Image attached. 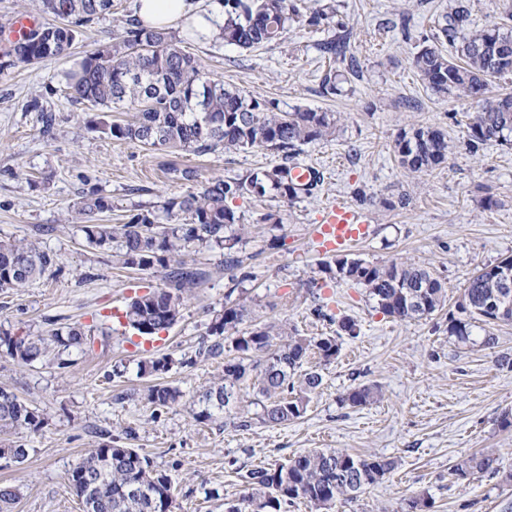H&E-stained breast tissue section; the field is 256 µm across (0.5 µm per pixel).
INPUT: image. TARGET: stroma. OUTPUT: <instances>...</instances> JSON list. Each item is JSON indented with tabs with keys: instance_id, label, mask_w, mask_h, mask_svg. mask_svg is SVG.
<instances>
[{
	"instance_id": "1",
	"label": "stroma",
	"mask_w": 512,
	"mask_h": 512,
	"mask_svg": "<svg viewBox=\"0 0 512 512\" xmlns=\"http://www.w3.org/2000/svg\"><path fill=\"white\" fill-rule=\"evenodd\" d=\"M457 0H299L303 22L284 43L243 50L208 38L186 39L215 80L278 103L335 113V139L304 145L299 163L319 165L318 190L296 201L240 198L245 232L238 245L249 273L232 290L221 251L192 247L189 261L206 272L178 321L153 336L126 324L125 310L139 294L162 287L161 274L127 271L115 246L89 245L70 223L71 207L86 193L112 200L109 224L125 223L134 205L199 188L211 178H232L280 163L262 147L198 157L141 148L93 130L89 113L63 94L65 72L110 43L132 0H112L111 13L81 29L67 58L0 74V239L39 241L58 258L57 270L19 289H0V328L15 336H49L81 323L93 332L83 350L59 358L56 350L23 364L0 349V387L14 392L44 418L39 429L0 432V446L23 447L22 463L0 460V484L16 487L12 512H83L67 480L102 443L137 449L170 476L172 512H224L240 496L241 475L258 465L284 462L314 448L398 460L400 466L353 503L334 512H405L407 501L427 494L431 512H512V484L476 475L457 483L450 468L462 455L489 449L512 471V427L498 424L512 410V370L495 364L512 354V322L492 325L496 349L462 345L448 336L467 279L476 268L512 256V147L470 149L466 126L475 102L436 96L413 67L414 55L432 44L439 21ZM333 10L330 22L308 25L314 7ZM350 34L358 62L341 93L321 89L326 67L320 41ZM39 109H31V101ZM55 115L44 134L41 111ZM430 125L447 131L454 148L438 169L414 175L393 151L401 131ZM196 170L195 180H172L170 167ZM369 196L360 204V196ZM497 207L481 205L485 197ZM342 202L369 218L365 239L352 253L377 263L408 260L433 270L448 290L445 310L397 321L376 310L365 286L320 273L331 260L313 239L326 205ZM317 287H310V279ZM251 308L242 330L280 321L301 335L334 333L336 318H355L361 333L342 338L339 355L323 366V383L307 413L278 426L263 424L251 381L240 383L230 411L194 418L200 395L224 375L234 351L206 354L208 326L226 302ZM166 356L161 377L138 373L141 361ZM124 364L123 377L112 374ZM161 384L180 392L167 407L148 404L146 391ZM360 385L380 398L352 408L342 396Z\"/></svg>"
}]
</instances>
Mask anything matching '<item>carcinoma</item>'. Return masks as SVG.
<instances>
[{
    "label": "carcinoma",
    "instance_id": "obj_1",
    "mask_svg": "<svg viewBox=\"0 0 512 512\" xmlns=\"http://www.w3.org/2000/svg\"><path fill=\"white\" fill-rule=\"evenodd\" d=\"M224 43L251 50L284 42L288 27L299 21L296 0H221ZM53 17L29 32L3 53L0 72L69 55L79 33L100 15L112 10V0H42ZM442 38L457 45V56L427 45L413 57V66L435 95L471 99L479 110L467 126L468 145L477 149L495 144L512 146V93L492 95L489 83L512 75V28L478 29L472 26L467 6L458 4L441 26ZM184 40L166 28H148L136 19L123 21L120 37L86 55L78 69L67 73L65 94L71 102L97 112H127L129 119L92 121V128L113 139L163 151L194 155L245 151L254 147L272 150L282 163L249 171L229 179H212L196 190L172 193L156 206H135L124 224H99L96 216L112 210V200L100 193L83 195L73 204V219L92 246L119 241L116 262L126 269L163 273L164 286L131 299L125 311L127 325L142 336L170 328L178 319L189 293L205 279V272L185 260L193 245L224 251V269L242 268L236 254L240 242L235 227L243 214L234 201L245 196L267 195L296 200L312 193L291 175L293 158L301 146L329 141L336 135V116L295 107L282 111L274 101L260 100L209 77L200 60L183 46ZM329 59L346 60L347 46L340 39L320 45ZM453 145L448 134L420 125L399 133L393 151L401 168L428 173L448 159ZM56 264V256L37 241L0 240V289L23 288L41 278ZM512 269V257L488 263L467 279L457 302V313L448 315V335L457 342L473 341L477 325L512 322V286L501 283L499 271ZM331 278L364 285L384 315L400 321L423 319L442 310L447 302L445 283L426 267L406 261L370 263L350 254L321 263ZM247 308L224 306L213 315L209 333L222 336L241 354L224 363V383L207 390L208 407L195 419L212 418L210 407H226L235 387L256 371L255 384L265 398L260 419L277 426L300 419L307 412L310 394L322 385V375L303 369L309 353L329 363L340 352L338 339L355 338L360 326L350 316L336 320V335L308 339L297 330L264 323L242 332ZM91 330L69 325L41 336L0 334V347L21 363L37 360L52 342L68 350L80 349ZM257 356L251 366L244 358ZM172 361L163 356L139 365L142 374L169 371ZM180 392L165 386L148 390L146 400L155 406L178 401ZM379 398V390L359 386L341 402L365 406ZM43 418L14 393L0 391V431L15 427L40 428ZM397 468V461L362 456L335 449H312L286 462L257 466L241 475L245 490L237 500L224 502V512H286L298 500L326 512L338 500L352 502L367 487ZM501 477L512 484V472H500L496 458L486 452L461 456L451 468L457 482L477 474ZM84 492L96 503L94 512H172V482L154 469L133 448L103 444L93 449L68 474V482L83 477ZM138 487L139 496L130 494Z\"/></svg>",
    "mask_w": 512,
    "mask_h": 512
}]
</instances>
